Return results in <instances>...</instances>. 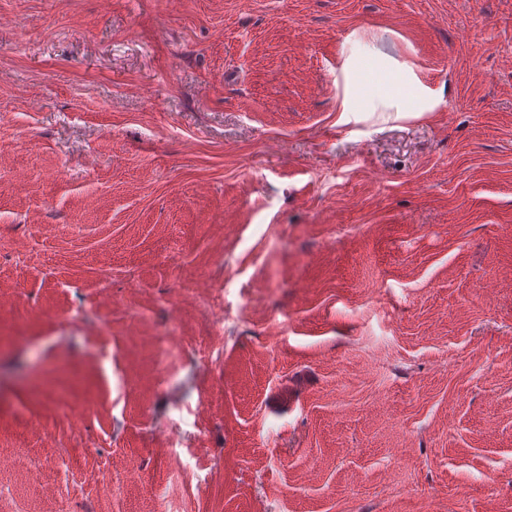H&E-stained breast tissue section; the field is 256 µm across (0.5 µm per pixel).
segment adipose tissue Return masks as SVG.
<instances>
[{
    "mask_svg": "<svg viewBox=\"0 0 512 512\" xmlns=\"http://www.w3.org/2000/svg\"><path fill=\"white\" fill-rule=\"evenodd\" d=\"M344 91L339 105L343 112H369L383 109L399 114H424L431 111L435 99L428 93L420 79L410 71L388 74L383 86H370L367 78L356 75L353 65L341 71Z\"/></svg>",
    "mask_w": 512,
    "mask_h": 512,
    "instance_id": "ef3b65f1",
    "label": "adipose tissue"
}]
</instances>
